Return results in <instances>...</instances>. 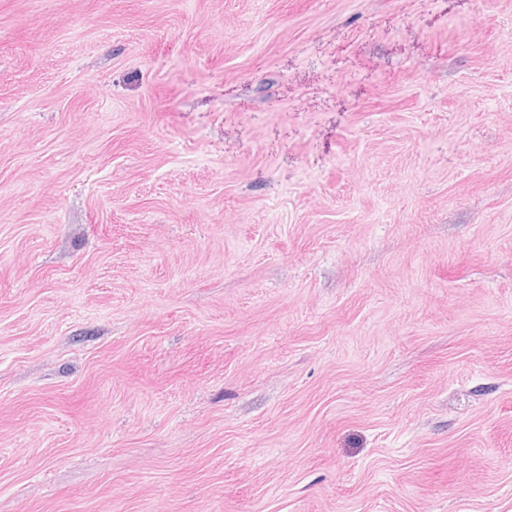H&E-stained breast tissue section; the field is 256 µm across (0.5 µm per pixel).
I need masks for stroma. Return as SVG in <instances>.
Listing matches in <instances>:
<instances>
[{
	"label": "stroma",
	"mask_w": 512,
	"mask_h": 512,
	"mask_svg": "<svg viewBox=\"0 0 512 512\" xmlns=\"http://www.w3.org/2000/svg\"><path fill=\"white\" fill-rule=\"evenodd\" d=\"M0 512H512V0H0Z\"/></svg>",
	"instance_id": "stroma-1"
}]
</instances>
